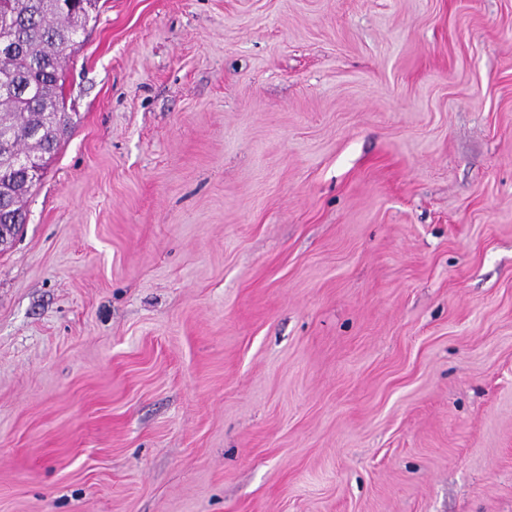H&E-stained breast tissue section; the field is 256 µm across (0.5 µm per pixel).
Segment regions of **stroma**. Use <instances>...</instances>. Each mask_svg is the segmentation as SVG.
<instances>
[{
	"mask_svg": "<svg viewBox=\"0 0 512 512\" xmlns=\"http://www.w3.org/2000/svg\"><path fill=\"white\" fill-rule=\"evenodd\" d=\"M0 255V512H512V0H99Z\"/></svg>",
	"mask_w": 512,
	"mask_h": 512,
	"instance_id": "35a3bbf8",
	"label": "stroma"
}]
</instances>
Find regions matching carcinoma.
I'll return each instance as SVG.
<instances>
[{"label": "carcinoma", "mask_w": 512, "mask_h": 512, "mask_svg": "<svg viewBox=\"0 0 512 512\" xmlns=\"http://www.w3.org/2000/svg\"><path fill=\"white\" fill-rule=\"evenodd\" d=\"M81 14L54 0H0V33L13 49L0 46V131L11 137L16 154H52L72 125L62 119L65 80L64 43L86 25L92 0H77ZM30 187L19 182L13 196L0 200V224H22V203Z\"/></svg>", "instance_id": "1"}]
</instances>
